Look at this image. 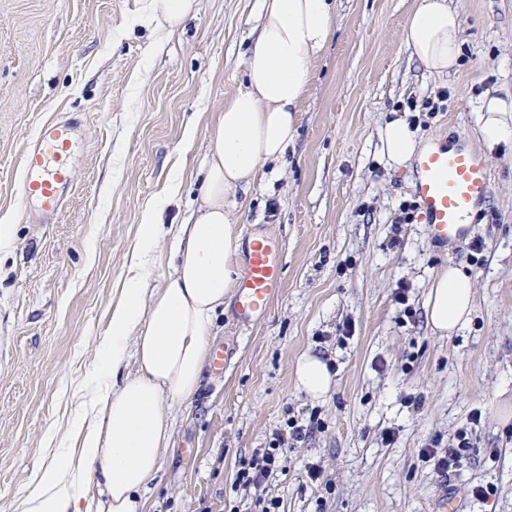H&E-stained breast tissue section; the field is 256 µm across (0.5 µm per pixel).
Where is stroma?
<instances>
[{
	"label": "stroma",
	"instance_id": "1",
	"mask_svg": "<svg viewBox=\"0 0 512 512\" xmlns=\"http://www.w3.org/2000/svg\"><path fill=\"white\" fill-rule=\"evenodd\" d=\"M415 3L338 0L284 158L237 190L242 237L274 243L282 288L248 327L225 299L208 339L224 368L175 404L148 512H261L236 490L237 470L293 424L308 435L265 485L279 512H438L447 497L456 512H512V142L483 149L476 125L487 90L512 92V0H455L466 42L445 76L399 40ZM259 4L196 0L170 29L149 23L148 0H0V225L15 230L0 256V512H21L36 471L55 463L48 437L86 401L126 281L139 273L157 288L171 272L167 242L133 266L141 213L164 197L166 223L190 214L214 116L246 83ZM395 111L422 139L464 142L485 163L488 196L453 242L436 243L418 212L401 218L413 176L386 166L378 139ZM56 117L77 120L84 149L65 209L44 223L23 193V155ZM450 262L472 275L476 302L448 338L424 301ZM305 354L334 377L323 399L297 386ZM462 432L461 471L443 476L421 457ZM311 464L321 480L307 478Z\"/></svg>",
	"mask_w": 512,
	"mask_h": 512
}]
</instances>
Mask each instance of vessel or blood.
Instances as JSON below:
<instances>
[{"instance_id":"1","label":"vessel or blood","mask_w":512,"mask_h":512,"mask_svg":"<svg viewBox=\"0 0 512 512\" xmlns=\"http://www.w3.org/2000/svg\"><path fill=\"white\" fill-rule=\"evenodd\" d=\"M77 124L54 119L44 123L24 155L25 194L39 215L62 209L72 182ZM413 192L420 218L434 239L447 243L465 231V219L488 194L485 166L473 151L457 144L429 150L414 164ZM282 285V269L270 245L255 243L247 256L236 307L238 318L251 322L263 316Z\"/></svg>"}]
</instances>
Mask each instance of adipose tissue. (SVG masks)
<instances>
[{
  "label": "adipose tissue",
  "instance_id": "obj_1",
  "mask_svg": "<svg viewBox=\"0 0 512 512\" xmlns=\"http://www.w3.org/2000/svg\"><path fill=\"white\" fill-rule=\"evenodd\" d=\"M261 30L246 61L247 82L218 113L195 211L187 222L164 221V203L146 208L134 251L146 263L174 238L173 271L162 287L135 277L99 338L93 375L97 386L71 420L77 460L42 471L22 512H147L171 449L165 402H192L207 366L213 319L234 286L233 258L240 231L233 192L256 182L268 162L281 160L293 140L313 67L331 34L333 0H260ZM400 41L435 76L455 72L463 51V23L454 0H416ZM486 149L512 140V97L485 96L478 116ZM390 166L410 165L427 150L407 118L379 130ZM473 278L447 264L429 285L428 323L449 336L470 322ZM301 391L320 398L333 385L328 364L303 355L296 368Z\"/></svg>",
  "mask_w": 512,
  "mask_h": 512
}]
</instances>
